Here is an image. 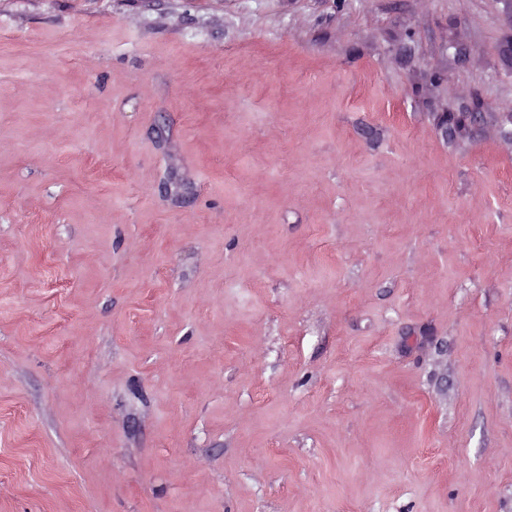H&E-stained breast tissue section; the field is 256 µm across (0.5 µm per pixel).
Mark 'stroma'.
<instances>
[{"label": "stroma", "mask_w": 512, "mask_h": 512, "mask_svg": "<svg viewBox=\"0 0 512 512\" xmlns=\"http://www.w3.org/2000/svg\"><path fill=\"white\" fill-rule=\"evenodd\" d=\"M0 512H512V0H0Z\"/></svg>", "instance_id": "obj_1"}]
</instances>
